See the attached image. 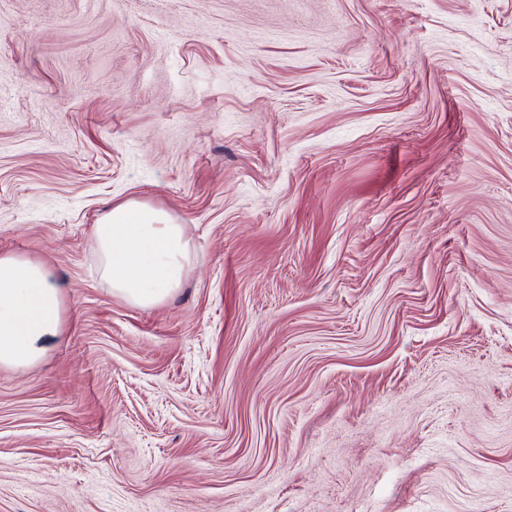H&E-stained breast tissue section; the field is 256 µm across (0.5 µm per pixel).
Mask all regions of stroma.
Here are the masks:
<instances>
[{"instance_id": "obj_1", "label": "stroma", "mask_w": 512, "mask_h": 512, "mask_svg": "<svg viewBox=\"0 0 512 512\" xmlns=\"http://www.w3.org/2000/svg\"><path fill=\"white\" fill-rule=\"evenodd\" d=\"M0 253L64 301L0 512H512V0H0ZM102 276L112 293L138 306L158 305L181 287L190 264L186 227L163 210L130 202L94 224Z\"/></svg>"}]
</instances>
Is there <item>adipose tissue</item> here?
<instances>
[{
	"label": "adipose tissue",
	"mask_w": 512,
	"mask_h": 512,
	"mask_svg": "<svg viewBox=\"0 0 512 512\" xmlns=\"http://www.w3.org/2000/svg\"><path fill=\"white\" fill-rule=\"evenodd\" d=\"M103 277L114 295L138 306L157 305L181 287L190 264L185 225L162 210L118 205L93 227ZM62 287L48 265L0 254V367L22 368L60 336Z\"/></svg>",
	"instance_id": "ef3b65f1"
}]
</instances>
